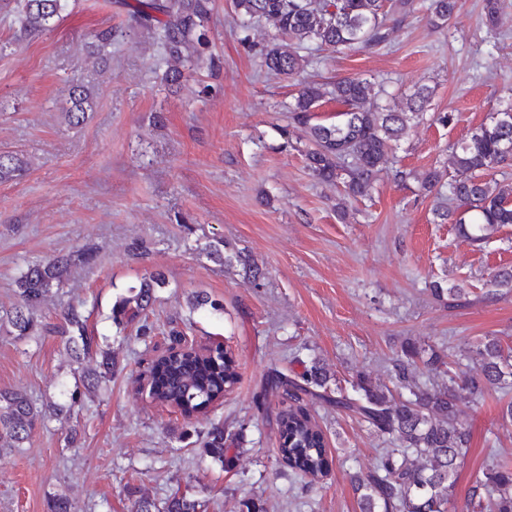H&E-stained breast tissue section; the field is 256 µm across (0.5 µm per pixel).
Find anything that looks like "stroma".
<instances>
[{
  "label": "stroma",
  "mask_w": 512,
  "mask_h": 512,
  "mask_svg": "<svg viewBox=\"0 0 512 512\" xmlns=\"http://www.w3.org/2000/svg\"><path fill=\"white\" fill-rule=\"evenodd\" d=\"M419 2L387 47L316 50L306 70L311 80L361 76L395 93L430 87L428 115L394 151V167L416 174L443 163L490 107L512 105V0L494 31L481 22L484 0H461L444 32L427 22L429 0ZM20 9L21 0H0V151L29 161L20 178L0 182V312L15 303L28 264L93 247L94 261L40 316L56 325L76 306L116 368L69 420L36 425L26 447L0 453V512H46L56 495L73 512H129L136 499L159 505L176 490L207 500L208 512H360L351 479L382 455L383 438L335 408L310 406L332 466L322 479L301 478L281 462L274 426L257 409L267 375L317 365L345 386L363 372L389 387L403 342L462 356L487 336L512 346V292L489 284L512 267V225L471 246L440 223L415 181L389 173L338 212L336 187L284 147L282 105L295 88L240 42L232 0L212 4L216 68L175 92L160 84L166 64L147 33L113 42L106 69L88 61L92 34L130 24L110 0H68L55 27L18 42ZM76 85L94 93L78 126L63 112ZM444 112L450 123L436 121ZM156 271L166 284L149 314L153 333L117 334L116 299ZM436 282L463 285L465 301H436ZM180 339L230 347L239 373L221 400L189 417L137 389L148 363ZM89 366L60 335L19 340L0 329V389L35 405L69 404ZM463 410L460 505L473 473L512 459V425L496 395ZM216 423L241 451L233 467L203 448Z\"/></svg>",
  "instance_id": "obj_1"
}]
</instances>
